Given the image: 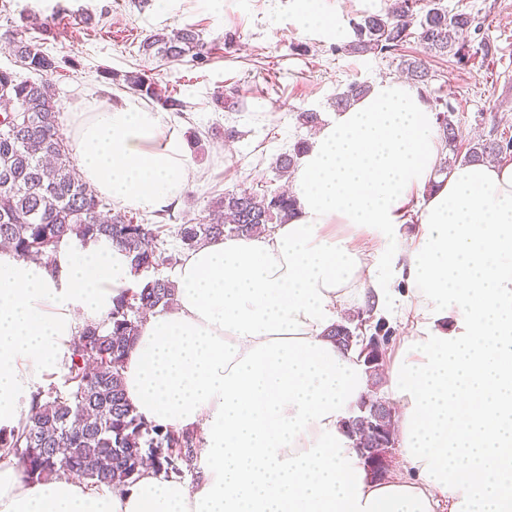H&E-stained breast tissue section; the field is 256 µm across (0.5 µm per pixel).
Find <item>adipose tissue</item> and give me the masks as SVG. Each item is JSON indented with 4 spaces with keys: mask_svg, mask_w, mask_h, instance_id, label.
I'll return each mask as SVG.
<instances>
[{
    "mask_svg": "<svg viewBox=\"0 0 512 512\" xmlns=\"http://www.w3.org/2000/svg\"><path fill=\"white\" fill-rule=\"evenodd\" d=\"M81 178L120 207L163 208L192 174L189 146L136 100L80 113ZM429 102L378 81L324 126L294 175V217L186 252L174 304L147 313L123 364L148 423L194 432L196 478L143 467L119 489L60 474L29 482L0 450V512H512V163L435 176ZM416 233L397 254L409 211ZM399 272L406 328L385 364L411 477L371 478L342 422L366 390L357 350L326 338L352 301ZM134 277L101 241L55 265L0 252V428L19 427Z\"/></svg>",
    "mask_w": 512,
    "mask_h": 512,
    "instance_id": "1",
    "label": "adipose tissue"
}]
</instances>
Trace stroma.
<instances>
[{
    "label": "stroma",
    "instance_id": "obj_1",
    "mask_svg": "<svg viewBox=\"0 0 512 512\" xmlns=\"http://www.w3.org/2000/svg\"><path fill=\"white\" fill-rule=\"evenodd\" d=\"M442 3L478 16L482 29L472 40L489 42L491 52L458 67L407 44V54L424 57L429 70L421 92L427 101L440 96L451 103L463 139L492 131L512 136V0ZM366 12L363 0H346L333 35L302 30L296 0H148L142 6L136 0H0V36L25 27L29 16L43 21L31 35L62 62L52 77L62 133H69L75 113L90 111L95 101L118 105L128 98L112 81L115 73L148 70L185 103L184 111L167 117L180 133L201 137V149L191 154L194 176L168 206L140 214L151 224L175 225L202 219L210 202L229 190L287 188L276 160L296 140L311 136L299 124V112L313 110L329 120L336 112L334 97L349 83L399 77L396 60L341 51L353 37L352 20ZM184 27L206 42L204 62L141 55L147 34ZM299 43L309 53L296 51ZM230 89L237 92L238 107L215 106L214 95ZM231 128L237 135L229 139L224 132Z\"/></svg>",
    "mask_w": 512,
    "mask_h": 512
}]
</instances>
